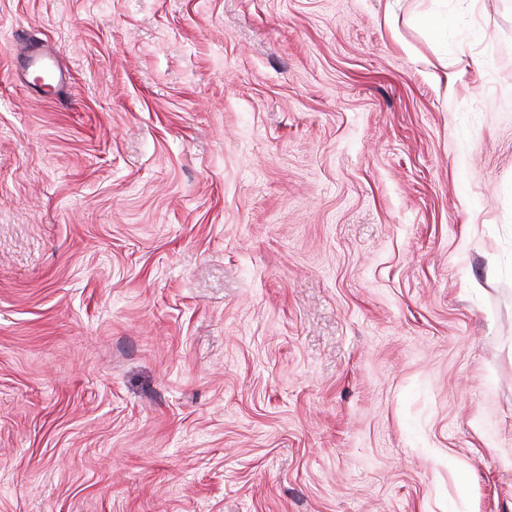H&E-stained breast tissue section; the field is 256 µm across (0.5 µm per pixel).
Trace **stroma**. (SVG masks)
Returning <instances> with one entry per match:
<instances>
[{"label": "stroma", "mask_w": 512, "mask_h": 512, "mask_svg": "<svg viewBox=\"0 0 512 512\" xmlns=\"http://www.w3.org/2000/svg\"><path fill=\"white\" fill-rule=\"evenodd\" d=\"M0 512H512V0H0ZM21 40L24 43L21 62L25 71L48 73L55 88L64 83L66 75L56 66L54 58L42 52L36 41L30 37H23Z\"/></svg>", "instance_id": "1"}]
</instances>
